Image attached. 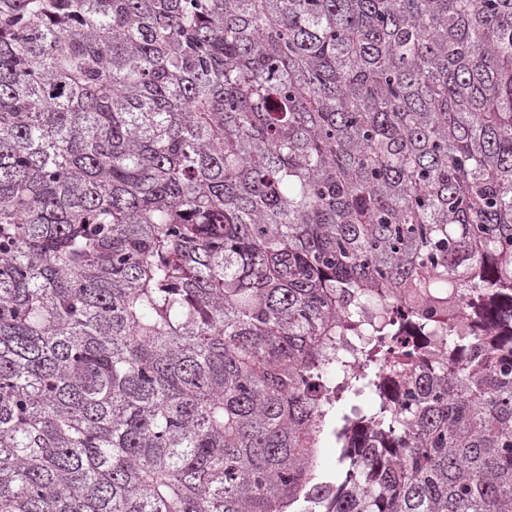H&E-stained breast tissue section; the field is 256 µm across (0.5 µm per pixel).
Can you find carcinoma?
Segmentation results:
<instances>
[{"label":"carcinoma","mask_w":512,"mask_h":512,"mask_svg":"<svg viewBox=\"0 0 512 512\" xmlns=\"http://www.w3.org/2000/svg\"><path fill=\"white\" fill-rule=\"evenodd\" d=\"M0 512H512V0H0ZM319 447L317 448L316 474L319 477H326L336 470V448L326 438H322Z\"/></svg>","instance_id":"obj_1"}]
</instances>
